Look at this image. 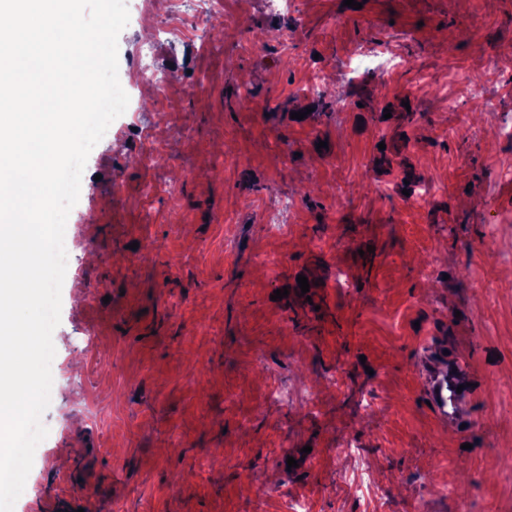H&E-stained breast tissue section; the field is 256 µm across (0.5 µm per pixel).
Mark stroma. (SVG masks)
Listing matches in <instances>:
<instances>
[{
	"label": "stroma",
	"instance_id": "1",
	"mask_svg": "<svg viewBox=\"0 0 512 512\" xmlns=\"http://www.w3.org/2000/svg\"><path fill=\"white\" fill-rule=\"evenodd\" d=\"M224 7L236 24L214 20L206 42L155 43L180 87L89 154L53 432L13 512L74 481L84 512H253L262 490L265 512L297 496L311 512H512V0ZM491 60L497 111L449 102ZM146 131L166 142L151 171ZM169 180L176 195L144 191ZM431 182L445 193L408 206L404 187ZM300 275L322 302L312 333L288 318L297 295L272 298ZM428 359L472 369L461 426L423 401Z\"/></svg>",
	"mask_w": 512,
	"mask_h": 512
}]
</instances>
